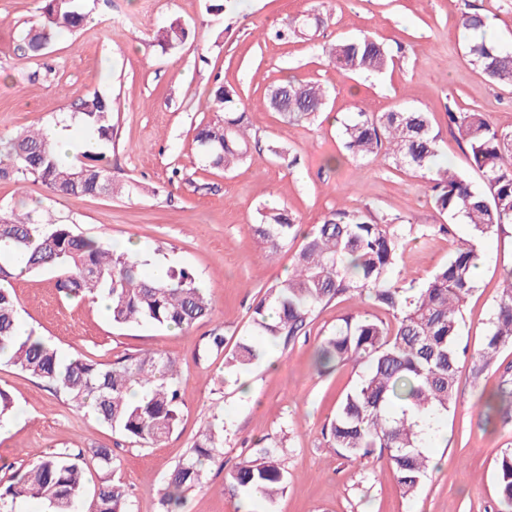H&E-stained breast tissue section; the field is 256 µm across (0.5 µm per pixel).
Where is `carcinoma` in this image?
<instances>
[{
	"label": "carcinoma",
	"instance_id": "1",
	"mask_svg": "<svg viewBox=\"0 0 512 512\" xmlns=\"http://www.w3.org/2000/svg\"><path fill=\"white\" fill-rule=\"evenodd\" d=\"M44 20L23 37L27 55H43L61 31L83 26L87 14L81 0H43ZM462 28L470 61L493 82L512 84V52H504L485 37L478 14L466 15ZM312 30L306 16L295 17L277 36L305 37ZM189 30L173 20L157 34L164 50H173ZM329 63L348 73H378L391 57L367 36L342 41L326 50ZM328 97L317 83L289 81L273 86L270 109L300 122L317 115ZM209 107L223 115L218 123L199 125L195 141L205 163L230 169L244 161L250 145V117L238 90L219 86ZM81 124L101 145L112 142V99L97 92L78 104ZM448 123L467 145L470 168L482 185L451 167L436 168L439 133L429 113L393 109L356 112L343 124L344 147L353 159L391 160L397 168L427 180L434 207L452 219L461 218L470 237L457 244L447 263L436 268L423 287L410 293L395 278L399 254L409 245L400 224H379L357 210H336L304 236L294 257L292 273L268 289L252 316V334L243 336L226 356L225 366L241 369L263 355V347L292 338L309 323L315 310L343 295L366 296L392 317L386 323L359 315L344 321L321 342L315 359L318 371L351 362L364 368L357 385L342 399L328 428L332 447L349 457L385 451L402 495L415 494L427 476L431 457L416 417L448 415L457 394L460 358L458 338L462 311L475 291L472 269L482 261L483 239L512 225V129L492 125L478 112L448 110ZM102 156L77 154L66 166L55 158L49 130L34 127L0 146V180L39 182L64 198L119 194ZM296 220L285 208L266 207L253 236L273 256L297 237ZM58 274L67 298L109 300L112 324H148L186 329L210 314V304L193 270L162 260L134 257L96 239L72 233L61 224H45L36 210L0 216V355L33 377L63 391L69 401L142 447H158L180 422V380L176 360L146 351L114 363L90 358H64L41 337L29 331L19 337V312L10 282L13 268ZM512 345V270L489 318L474 371L480 374L502 348ZM138 390L132 401L129 393ZM224 447V417L195 440L192 451L169 474L162 502L177 512L183 494L202 483L213 452ZM82 453L67 449L48 453L19 471L12 484L0 490V512H13L19 499H33L49 512H129L121 480L98 484L84 498ZM229 482L271 502L286 481L276 449L263 447L259 456L237 466ZM502 512H512V448L497 461Z\"/></svg>",
	"mask_w": 512,
	"mask_h": 512
}]
</instances>
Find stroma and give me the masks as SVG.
<instances>
[{"label": "stroma", "instance_id": "obj_1", "mask_svg": "<svg viewBox=\"0 0 512 512\" xmlns=\"http://www.w3.org/2000/svg\"><path fill=\"white\" fill-rule=\"evenodd\" d=\"M83 0L86 26L57 34L44 55L22 49L21 32L40 18V0H0V138L32 125L66 121L83 97L98 92L115 104L112 143L104 164L117 184L133 182L130 196L60 198L42 184L17 188L0 180V213L37 210L41 219L112 244L130 240L192 268L208 293L212 313L185 330L150 325L119 328L91 299H69L50 272L12 279L23 325L63 357L112 362L148 350L176 359L184 401L178 427L156 448L126 440L65 394L8 363H0V390L17 407L0 429V488L47 452H82L85 484L117 476L129 490V512H165L168 474L190 451L214 414L224 416L226 440L205 467L200 486L187 491L180 512H499L496 462L512 448V396L494 419L484 397L512 389V346L480 376L472 360L457 374V400L430 450L441 459L413 497H403L386 457L348 458L325 436L346 392L362 370L346 363L320 373L315 350L351 315L387 319L367 298L346 295L321 305L301 335L268 345L263 360L224 380V352L251 330L254 306L287 277L299 242L276 256L253 238L250 226L269 204L288 208L302 231L339 209L377 221L409 219L419 238L398 259L406 287H418L467 238L463 221L439 214L420 175L390 162L352 160L339 125L353 112L397 107L428 112L441 142L436 166L468 172L465 144L448 111L479 112L512 128V84L491 83L472 65L462 16L491 18L495 40L512 51V0ZM317 9L329 21L312 41L275 40L290 18ZM180 20L190 30L176 50H163L156 31ZM371 36L393 60L381 74H347L329 66L324 50ZM295 78L331 91L325 112L291 123L266 105L272 84ZM237 88L250 111L252 146L229 171L209 167L194 141L199 125L215 121L202 109L218 84ZM450 232H442V224ZM485 261L462 312L461 342L480 348L506 270L512 269V229L483 244ZM225 338L224 351L208 347ZM283 447L288 481L274 502L234 490L227 479L258 448ZM118 462L107 471L96 449Z\"/></svg>", "mask_w": 512, "mask_h": 512}]
</instances>
